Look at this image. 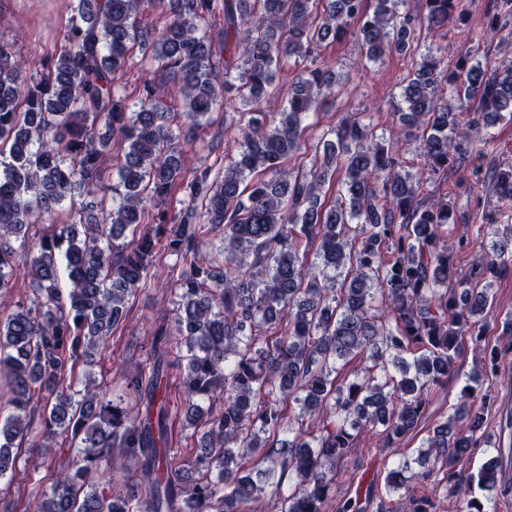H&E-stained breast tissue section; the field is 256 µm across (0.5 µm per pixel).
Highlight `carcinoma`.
I'll list each match as a JSON object with an SVG mask.
<instances>
[{
	"label": "carcinoma",
	"mask_w": 512,
	"mask_h": 512,
	"mask_svg": "<svg viewBox=\"0 0 512 512\" xmlns=\"http://www.w3.org/2000/svg\"><path fill=\"white\" fill-rule=\"evenodd\" d=\"M70 0L53 51L26 60L0 30V482L14 477L15 449L28 439L78 445L45 486L32 475V512H326L337 465L370 431L383 450L399 447L424 416L431 390L479 352L448 417L416 456L384 478L377 512H437L436 491L457 512H494L512 491L502 478L506 449L483 430L499 376L498 349L476 317L493 307L492 287L512 271V164L471 168L470 187L491 181L501 206L478 229L495 237L471 257L452 236L454 205L432 190L460 159L491 144L485 119L512 121V65L495 58L443 60L420 53L395 106L388 144L352 115L315 146L309 173L285 163L302 152L303 123L339 78L321 52L354 35L361 56L380 61L417 50L464 17V0ZM166 15L157 29L149 10ZM223 18L221 35L213 21ZM142 58L135 62V49ZM304 63L280 88L285 108H258L277 73ZM178 86L184 111L170 112L151 84L130 102L118 81L134 66ZM448 79L450 100L439 87ZM241 99L254 106L236 110ZM238 139L224 175L190 169L196 132L218 109ZM472 113L467 125L460 114ZM416 145L423 167L404 168ZM113 162L117 182L102 175ZM337 196L326 202L327 186ZM183 196L181 209L165 207ZM312 248L300 251L301 241ZM221 264L200 261L205 249ZM175 257L174 326L158 317L144 366L128 379L134 401L111 398L85 379H67L128 316L157 258ZM32 297H15L19 266ZM186 348L182 425L198 435L196 454L173 453L167 356ZM369 364L340 377L357 357ZM481 406H476V398ZM297 409L288 417L287 404ZM318 422L317 432L303 427ZM478 448L473 475L457 469ZM131 468L124 493L98 475Z\"/></svg>",
	"instance_id": "carcinoma-1"
}]
</instances>
